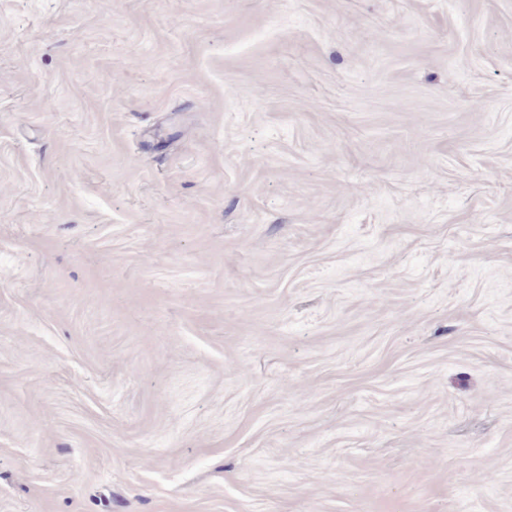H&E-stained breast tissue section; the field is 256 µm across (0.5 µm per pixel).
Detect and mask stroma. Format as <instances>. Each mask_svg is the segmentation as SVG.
Segmentation results:
<instances>
[{"label":"stroma","instance_id":"35a3bbf8","mask_svg":"<svg viewBox=\"0 0 512 512\" xmlns=\"http://www.w3.org/2000/svg\"><path fill=\"white\" fill-rule=\"evenodd\" d=\"M0 512H512V0H0Z\"/></svg>","mask_w":512,"mask_h":512}]
</instances>
